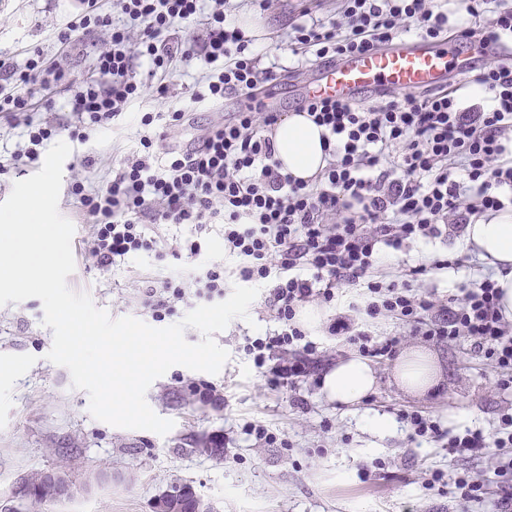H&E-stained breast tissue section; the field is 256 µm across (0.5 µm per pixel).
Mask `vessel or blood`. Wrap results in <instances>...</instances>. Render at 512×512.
Here are the masks:
<instances>
[{
    "instance_id": "1",
    "label": "vessel or blood",
    "mask_w": 512,
    "mask_h": 512,
    "mask_svg": "<svg viewBox=\"0 0 512 512\" xmlns=\"http://www.w3.org/2000/svg\"><path fill=\"white\" fill-rule=\"evenodd\" d=\"M486 55L498 60L507 57L506 52L478 42L461 52L444 43L416 39L406 46L353 54L318 68L300 94L309 99H356L368 91L430 92L444 85L449 74L470 71Z\"/></svg>"
}]
</instances>
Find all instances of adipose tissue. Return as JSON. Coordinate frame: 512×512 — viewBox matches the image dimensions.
<instances>
[{"mask_svg":"<svg viewBox=\"0 0 512 512\" xmlns=\"http://www.w3.org/2000/svg\"><path fill=\"white\" fill-rule=\"evenodd\" d=\"M324 132V127L313 123L303 112L291 113L278 122L273 140L283 172L304 181L314 177L325 165ZM463 244L477 250L482 259L500 262L495 280L503 292V314L512 320V210L466 225ZM431 376L432 360L419 351L405 354L396 368L398 383L412 393L426 390L432 383ZM375 386V371L362 357L338 361L323 379L327 398L342 405L359 404Z\"/></svg>","mask_w":512,"mask_h":512,"instance_id":"ef3b65f1","label":"adipose tissue"}]
</instances>
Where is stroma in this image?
<instances>
[{"label": "stroma", "mask_w": 512, "mask_h": 512, "mask_svg": "<svg viewBox=\"0 0 512 512\" xmlns=\"http://www.w3.org/2000/svg\"><path fill=\"white\" fill-rule=\"evenodd\" d=\"M237 17L253 20L244 33L260 68L283 67L278 108L296 109L293 85L308 81L309 66L299 65L288 44V26L303 10L323 22L338 18L345 0H271L259 9L255 0H232ZM78 0H9L0 8V57L21 47L55 54L50 32L76 13ZM95 58L90 40L69 47V92L55 95L50 107L32 113L34 124L55 127L72 121L71 94L80 90ZM204 64L199 56L182 60L169 79V98L147 94L133 102L117 126L90 133L77 151L87 189L108 178L113 165L135 148L140 117L166 111L169 99L188 100ZM71 171H64L58 202L60 214L75 228L72 252L75 271L68 276L72 291L88 294L111 317H140L133 293L141 278L191 275L196 264L234 267L224 252V228L208 225L165 227L167 237L184 240L201 235L205 247L196 262L154 253L129 255L117 267L100 268L85 251L91 225L70 194ZM461 235L448 231L439 239H419L402 251L382 254L392 273L430 263L443 256L464 254ZM269 283L249 308L248 318L231 321L215 333V342L229 358L219 373L171 367L146 392V401L160 417L172 420L166 435L124 429L95 419L86 391L74 388L65 367L47 360L53 331L44 326L41 300L29 298L0 306V508L17 512H155L154 502L172 485L185 484L214 512H493L499 479L490 459L479 453L449 454L429 439L410 441L403 413L431 417L442 429L457 434L468 428L494 432L501 415L512 413V387L499 388L486 361L467 341L452 343L413 336L402 322L379 320L376 334H404L403 351L422 348L434 357L436 385L425 394L401 389L394 377L396 358L373 360L377 386L355 406L328 400L320 386L304 382L292 396L304 408L292 407L290 396L267 389L253 360L244 350L248 340L265 336L278 323L267 305ZM213 384L226 399L222 408L203 406L190 396V381ZM387 416L390 433L379 436L366 428L369 416ZM261 422L277 441L266 444L247 435V424ZM76 448L69 460L77 491L74 497L38 506L14 498L20 478L43 472L61 462L60 444ZM223 444V458L210 447ZM441 474L432 482V474ZM468 476L481 485L480 499L462 501L453 480Z\"/></svg>", "instance_id": "1"}]
</instances>
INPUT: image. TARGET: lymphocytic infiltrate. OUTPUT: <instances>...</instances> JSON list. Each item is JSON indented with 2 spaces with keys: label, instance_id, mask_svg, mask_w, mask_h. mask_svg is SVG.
Instances as JSON below:
<instances>
[{
  "label": "lymphocytic infiltrate",
  "instance_id": "f902f5d3",
  "mask_svg": "<svg viewBox=\"0 0 512 512\" xmlns=\"http://www.w3.org/2000/svg\"><path fill=\"white\" fill-rule=\"evenodd\" d=\"M83 9L57 34L56 56L28 52L25 64L0 59V119L25 126L29 144L10 163L22 170L37 161L51 136L34 126V92L68 91L67 48L73 36L100 35L95 74L74 94L71 139L85 141L95 128L120 118L146 90L166 96V79L176 63L197 55L204 72L190 103L175 100L166 112L140 119L139 146L94 190L75 180L71 193L93 227L87 252L96 265L110 267L139 252L163 256L164 240L149 236V224L206 226L224 221V248L238 264L243 283L273 280L269 304L280 332L250 341L246 353L261 369L269 389L285 391L317 379L325 363L319 347L296 323L299 307L334 300L344 285L364 288V314L407 323L411 333L439 341L468 339L471 349L499 372L498 384L512 386V321L500 307L493 274L487 273L448 298L418 289L428 268H450L446 259L405 270L401 280L378 272L384 250H402L410 241L436 238L445 227L474 223L506 207L512 190V64L498 63L449 79L435 92L401 95L385 91L375 105L340 99H313L301 109L329 132L325 166L309 182L284 173L275 157L272 130L280 113L270 111L258 86L277 79L257 69L249 39L229 19L230 0H81ZM467 22L450 20L436 0H346L336 21L324 23L303 13L291 26L293 42L317 63L393 46L405 32L441 40H479L512 45V6L503 0H466ZM203 26V41L174 37L178 24ZM152 63L150 84L133 76L136 59ZM492 95L489 109L464 105L469 87ZM237 98L241 107L210 124L187 145L164 147L167 133L189 121L192 104ZM224 297V267L213 263L191 277L147 280L138 306L161 322L178 305L211 303ZM333 336L349 337L360 353L394 356L401 337L377 341L355 330L349 317L329 324ZM411 438L445 440L449 453L489 450L495 459L500 494L497 512H512V414L499 420L497 436L475 429L445 435L436 421L405 413Z\"/></svg>",
  "mask_w": 512,
  "mask_h": 512
}]
</instances>
